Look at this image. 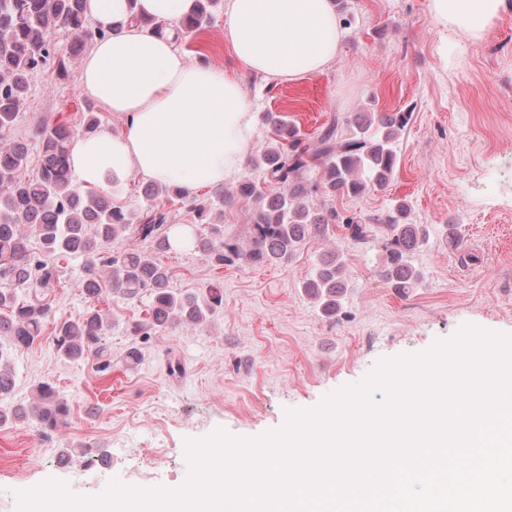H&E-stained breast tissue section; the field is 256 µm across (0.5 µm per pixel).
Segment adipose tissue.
Segmentation results:
<instances>
[{"label":"adipose tissue","mask_w":512,"mask_h":512,"mask_svg":"<svg viewBox=\"0 0 512 512\" xmlns=\"http://www.w3.org/2000/svg\"><path fill=\"white\" fill-rule=\"evenodd\" d=\"M193 0H87L97 26L121 34L96 41L81 69L83 92L122 115L125 128L78 137L70 162L86 188L138 173L185 192L236 175L252 139L238 82L189 62L172 35L133 22L134 13L178 24ZM507 0H430L446 29L482 39ZM224 36L236 58L265 78L292 82L323 73L344 36L331 0H228Z\"/></svg>","instance_id":"adipose-tissue-1"}]
</instances>
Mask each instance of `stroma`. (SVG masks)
I'll use <instances>...</instances> for the list:
<instances>
[{
	"label": "stroma",
	"instance_id": "stroma-1",
	"mask_svg": "<svg viewBox=\"0 0 512 512\" xmlns=\"http://www.w3.org/2000/svg\"><path fill=\"white\" fill-rule=\"evenodd\" d=\"M344 39L324 73L276 82L252 73L224 39L225 9L204 31L179 41L190 61L206 59L234 75L253 110L250 158L269 141L266 112L285 115L304 139L364 111L407 112L411 120L398 142L390 184L359 197L340 196L344 215L365 220L405 200L411 223L424 239L410 255L422 279L403 294L380 275L384 238L353 241L331 227L308 238L278 264L213 267L198 251L156 255L169 286L182 293L222 289L219 316L198 327H166L149 341L131 333L146 315L149 294L127 298L105 291L89 304L77 281L81 258L61 259L64 287L49 298L55 314L77 319L89 309L105 313V345L112 369L93 359L58 357L51 333L12 355V404H27L40 382L54 384L69 401L67 426L51 435L19 421L0 428V512H18L19 495L49 480L76 497L102 494L111 481L127 487L181 488L188 477L186 443L224 430L256 438L281 428L290 410L318 406L329 394L363 380L378 362L421 354L463 326L512 335V6L474 42L434 23L429 0H343L338 13ZM447 53H440V46ZM81 59L67 76L34 73L11 131L28 147L27 176H36L44 123L80 127L85 113L122 131L125 120L84 95ZM243 163L239 179L258 177ZM456 222L455 235L445 226ZM341 255L349 287L336 318H325L302 283L318 258ZM142 356L131 361V349ZM175 354L187 369L168 376Z\"/></svg>",
	"mask_w": 512,
	"mask_h": 512
}]
</instances>
